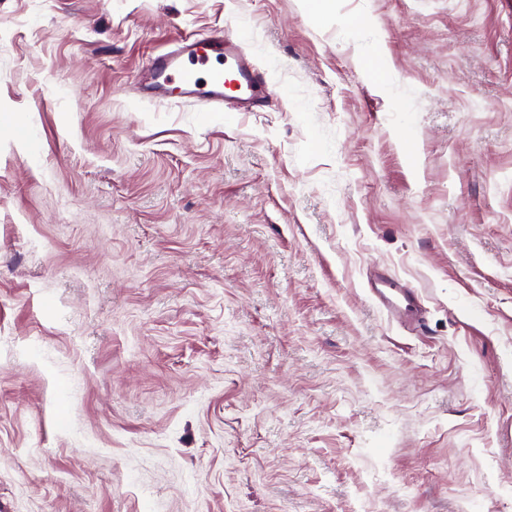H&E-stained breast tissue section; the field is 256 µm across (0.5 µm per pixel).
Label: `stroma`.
<instances>
[{
  "label": "stroma",
  "instance_id": "35a3bbf8",
  "mask_svg": "<svg viewBox=\"0 0 512 512\" xmlns=\"http://www.w3.org/2000/svg\"><path fill=\"white\" fill-rule=\"evenodd\" d=\"M0 512H512V0H0ZM139 83L141 100L189 104L198 112H253L279 93L238 39L222 30L181 35L149 59ZM369 287L373 300L392 320H403L404 312L409 311L414 303H420L413 288L384 270L381 272V279L375 285L370 283Z\"/></svg>",
  "mask_w": 512,
  "mask_h": 512
}]
</instances>
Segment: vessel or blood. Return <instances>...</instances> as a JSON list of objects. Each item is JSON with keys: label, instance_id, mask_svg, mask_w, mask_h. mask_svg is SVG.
I'll list each match as a JSON object with an SVG mask.
<instances>
[{"label": "vessel or blood", "instance_id": "1", "mask_svg": "<svg viewBox=\"0 0 512 512\" xmlns=\"http://www.w3.org/2000/svg\"><path fill=\"white\" fill-rule=\"evenodd\" d=\"M139 83L142 100L189 104L200 112H252L278 94L238 39L221 31L181 35L150 58ZM369 292L393 320L403 319L419 300L414 289L387 272Z\"/></svg>", "mask_w": 512, "mask_h": 512}]
</instances>
